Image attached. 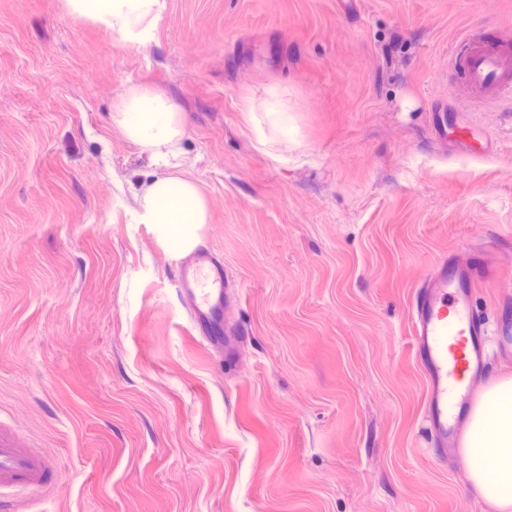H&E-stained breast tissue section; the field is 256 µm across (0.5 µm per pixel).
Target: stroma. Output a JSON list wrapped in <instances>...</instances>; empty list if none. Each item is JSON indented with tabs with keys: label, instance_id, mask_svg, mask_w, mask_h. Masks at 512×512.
Here are the masks:
<instances>
[{
	"label": "stroma",
	"instance_id": "35a3bbf8",
	"mask_svg": "<svg viewBox=\"0 0 512 512\" xmlns=\"http://www.w3.org/2000/svg\"><path fill=\"white\" fill-rule=\"evenodd\" d=\"M478 25L512 41V0H168L135 50L0 0V426L57 470L22 512H496L432 455L411 321L449 254L494 270L489 332L512 317V100L456 97L448 69ZM131 85L185 113L233 357L133 219ZM269 89L279 163L243 112ZM450 103L489 155L435 134ZM288 99L283 94L268 90L264 96L247 100V113L257 143L275 161L284 158L288 143H295V132L288 124Z\"/></svg>",
	"mask_w": 512,
	"mask_h": 512
}]
</instances>
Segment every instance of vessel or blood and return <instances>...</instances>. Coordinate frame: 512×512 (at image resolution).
Returning a JSON list of instances; mask_svg holds the SVG:
<instances>
[{"instance_id":"vessel-or-blood-1","label":"vessel or blood","mask_w":512,"mask_h":512,"mask_svg":"<svg viewBox=\"0 0 512 512\" xmlns=\"http://www.w3.org/2000/svg\"><path fill=\"white\" fill-rule=\"evenodd\" d=\"M463 78L460 95L476 100L512 99V49L487 44L485 34L469 31L452 58ZM438 134L472 157L488 152L473 127L449 118L441 121ZM489 270L471 263L432 264L420 282L412 306L416 362L426 381L424 414L431 440L441 452L455 449L465 421L476 380L488 363V330L474 306V287L488 278ZM178 283L192 302L195 330L207 342L232 345L222 335L219 305L230 283L223 267L208 253L192 252L180 262ZM54 475L49 460L34 450L20 447L14 435L0 428V491H37Z\"/></svg>"}]
</instances>
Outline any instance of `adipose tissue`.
I'll use <instances>...</instances> for the list:
<instances>
[{
	"mask_svg": "<svg viewBox=\"0 0 512 512\" xmlns=\"http://www.w3.org/2000/svg\"><path fill=\"white\" fill-rule=\"evenodd\" d=\"M71 17L98 26L123 47L150 43L166 0H60ZM288 101L266 91L248 99L247 118L257 143L273 160H281L295 132L288 122ZM112 127L145 153L153 173L132 189L133 212L141 224L152 225L158 241L175 256L192 252L201 243L198 225L208 223L205 195L190 174L182 142L186 116L172 98L147 86H132L112 107ZM469 460L474 493L512 512V375L491 381L475 399L461 441Z\"/></svg>",
	"mask_w": 512,
	"mask_h": 512,
	"instance_id": "adipose-tissue-1",
	"label": "adipose tissue"
}]
</instances>
